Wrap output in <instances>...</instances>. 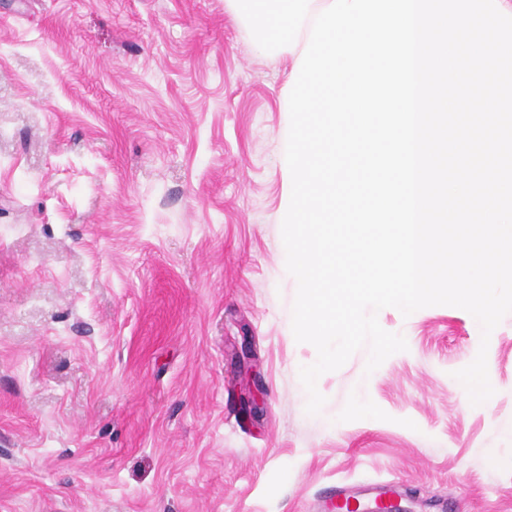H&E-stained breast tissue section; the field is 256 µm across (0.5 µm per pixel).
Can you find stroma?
Segmentation results:
<instances>
[{
	"label": "stroma",
	"mask_w": 512,
	"mask_h": 512,
	"mask_svg": "<svg viewBox=\"0 0 512 512\" xmlns=\"http://www.w3.org/2000/svg\"><path fill=\"white\" fill-rule=\"evenodd\" d=\"M289 70L229 0H0V512H512V314L481 405L480 327L432 306L379 311L407 351L307 412Z\"/></svg>",
	"instance_id": "obj_1"
}]
</instances>
